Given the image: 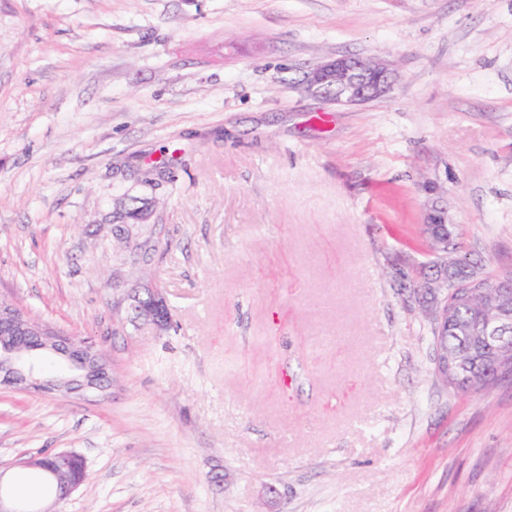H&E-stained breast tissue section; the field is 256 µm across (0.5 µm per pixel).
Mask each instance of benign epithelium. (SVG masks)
Returning a JSON list of instances; mask_svg holds the SVG:
<instances>
[{
	"label": "benign epithelium",
	"instance_id": "obj_1",
	"mask_svg": "<svg viewBox=\"0 0 512 512\" xmlns=\"http://www.w3.org/2000/svg\"><path fill=\"white\" fill-rule=\"evenodd\" d=\"M394 82L395 74L389 64L344 56L308 68L303 72L299 86L314 97L348 106L365 104L385 96L392 90ZM424 226L427 235L439 247L435 252L437 261L432 265L433 274L416 289V296L430 315L433 329L439 331L448 323V292L458 293L460 301L467 300L476 294L474 287L482 280L476 275L473 265L467 267L469 274L466 280H457L456 270L462 261L453 244L447 210L430 207ZM511 287L512 272H509L498 285L496 315L484 326V333L491 334L495 341L492 360L499 379L512 375V336L496 335L497 325L512 318ZM166 308V301L157 288H149L135 295V301L130 303L135 318L149 322L159 330H165L170 325ZM33 337L64 355L71 364V370L64 375L45 378L36 368L23 366L21 361L25 358L26 346ZM433 364L439 377L448 374V352L441 335L435 343ZM110 384L112 378L105 354L91 341L35 321L14 306L0 305V385L50 394L55 391H100ZM80 459L82 456L75 452L58 451L27 458L21 461V465L48 475L58 486V498L63 500L88 478V473L80 474L74 470L75 461Z\"/></svg>",
	"mask_w": 512,
	"mask_h": 512
}]
</instances>
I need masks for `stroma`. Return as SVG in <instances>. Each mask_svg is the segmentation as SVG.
<instances>
[{
  "label": "stroma",
  "mask_w": 512,
  "mask_h": 512,
  "mask_svg": "<svg viewBox=\"0 0 512 512\" xmlns=\"http://www.w3.org/2000/svg\"><path fill=\"white\" fill-rule=\"evenodd\" d=\"M344 55L391 92L298 88ZM435 204L512 271V0H0V298L112 365L97 396L0 386V490L71 450L87 482L22 507L512 512V381H440L399 286ZM147 286L168 330L126 308ZM395 74L388 63L344 56L313 65L299 80L302 90L338 105H361L388 94Z\"/></svg>",
  "instance_id": "obj_1"
}]
</instances>
